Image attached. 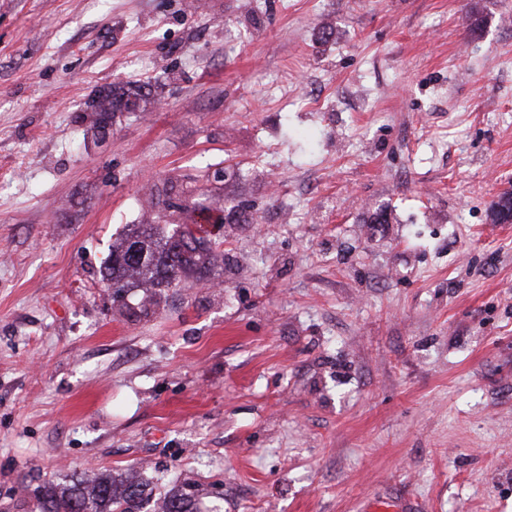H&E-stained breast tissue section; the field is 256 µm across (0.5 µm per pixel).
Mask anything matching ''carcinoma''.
I'll use <instances>...</instances> for the list:
<instances>
[{"mask_svg":"<svg viewBox=\"0 0 512 512\" xmlns=\"http://www.w3.org/2000/svg\"><path fill=\"white\" fill-rule=\"evenodd\" d=\"M140 94L114 86L98 93L90 104V130L109 115L126 111L131 99ZM224 206L204 198L194 203L195 223L206 222ZM139 246L140 256H129L131 247ZM219 242L190 226L182 249H177L175 235L159 231L157 224H137L112 253L105 265L102 280L113 288H127L131 284L148 288L168 287L185 276L202 277L217 256ZM150 495L148 483L130 477H98L92 482H77L65 487L52 483L44 486L38 500V512H141L140 503ZM163 512H197L191 499L174 491L162 502Z\"/></svg>","mask_w":512,"mask_h":512,"instance_id":"cac0c4a2","label":"carcinoma"}]
</instances>
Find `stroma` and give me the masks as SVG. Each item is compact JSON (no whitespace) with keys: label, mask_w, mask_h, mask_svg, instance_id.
<instances>
[{"label":"stroma","mask_w":512,"mask_h":512,"mask_svg":"<svg viewBox=\"0 0 512 512\" xmlns=\"http://www.w3.org/2000/svg\"><path fill=\"white\" fill-rule=\"evenodd\" d=\"M186 189L217 263L114 294ZM509 190L512 0H0V512H512ZM138 92L125 89L120 86H113L111 89L104 90L92 100L89 105L91 112L90 130L95 132L103 119L112 114V120L117 112H127L125 106L131 100V97L141 100ZM149 484L133 478L97 477L65 487L44 486L38 512H141L140 503L151 492ZM88 509V510H87Z\"/></svg>","instance_id":"1"}]
</instances>
